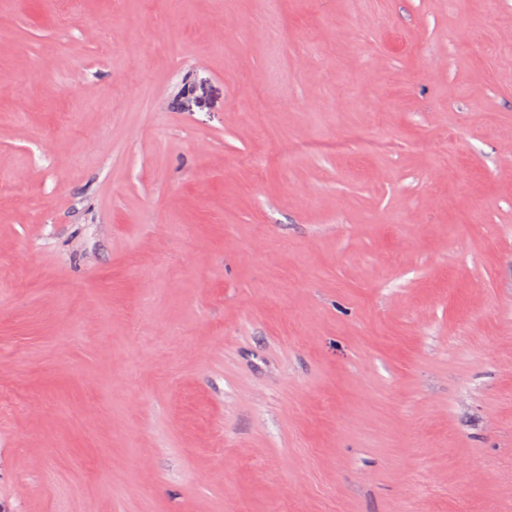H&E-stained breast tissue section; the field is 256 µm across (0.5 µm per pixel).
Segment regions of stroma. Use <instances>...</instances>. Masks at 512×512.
Wrapping results in <instances>:
<instances>
[{"label": "stroma", "instance_id": "35a3bbf8", "mask_svg": "<svg viewBox=\"0 0 512 512\" xmlns=\"http://www.w3.org/2000/svg\"><path fill=\"white\" fill-rule=\"evenodd\" d=\"M0 185V512H512V0H0ZM354 143H359L363 151L368 155H374L381 152H385L390 149V142L382 139H367L361 135H352L349 139L343 141H337L335 144H330L332 148L336 149V152H347L349 151Z\"/></svg>", "mask_w": 512, "mask_h": 512}]
</instances>
